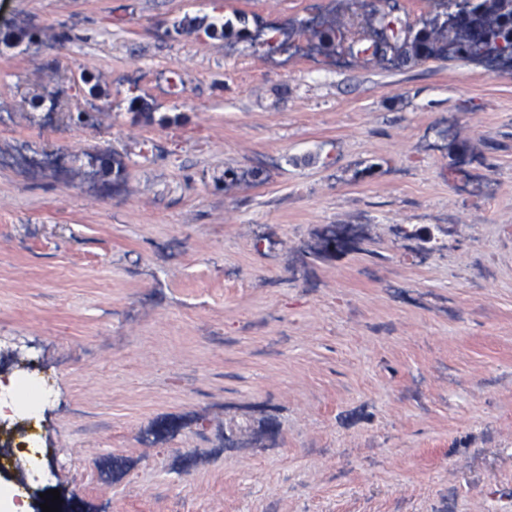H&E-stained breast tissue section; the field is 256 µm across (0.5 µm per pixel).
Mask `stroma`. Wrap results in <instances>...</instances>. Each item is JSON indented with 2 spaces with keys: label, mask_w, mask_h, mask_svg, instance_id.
<instances>
[{
  "label": "stroma",
  "mask_w": 512,
  "mask_h": 512,
  "mask_svg": "<svg viewBox=\"0 0 512 512\" xmlns=\"http://www.w3.org/2000/svg\"><path fill=\"white\" fill-rule=\"evenodd\" d=\"M214 1L0 0V375L26 337L53 394L10 482L33 512H512V71L273 56L203 28L368 15Z\"/></svg>",
  "instance_id": "stroma-1"
}]
</instances>
